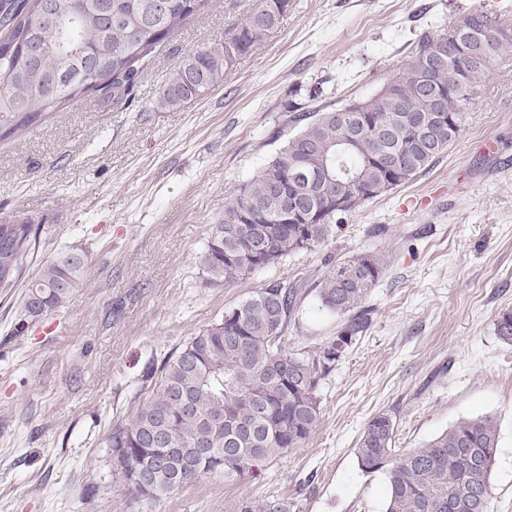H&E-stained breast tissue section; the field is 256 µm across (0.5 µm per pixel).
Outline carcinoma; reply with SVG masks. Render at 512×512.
I'll list each match as a JSON object with an SVG mask.
<instances>
[{"mask_svg": "<svg viewBox=\"0 0 512 512\" xmlns=\"http://www.w3.org/2000/svg\"><path fill=\"white\" fill-rule=\"evenodd\" d=\"M0 0V144L18 139L52 113L91 93L106 103L129 95L155 47L195 19L212 0ZM289 0H253L246 17L224 33V42L183 55L160 87L156 106L178 110L206 98L224 75L276 30ZM471 42V58L460 63L440 34L424 33L395 75L374 95L339 109L324 107L293 114L291 131H279L281 147L252 179L242 183L212 225L200 264L211 285H232L259 268L318 247L340 230L345 216L368 200L407 183L459 137L465 112L492 60L512 39L484 13L456 21ZM439 60L426 91L416 73ZM446 96V120L431 140L419 138L406 114L426 116L434 95ZM364 113L363 153L376 160L342 158L361 182L338 185L323 174L324 156L343 131L341 113ZM288 178V198L305 196L313 214L280 224L283 207L270 183ZM243 215L262 251L236 257L235 225ZM38 245L28 219L0 221V288H25L24 312L40 317L60 307L80 285L85 258L60 253L35 277L26 262ZM380 253L336 261L315 283L320 306L342 317L336 334L309 349L288 347V329L307 293L305 285L273 282L256 290L210 326L190 337L150 371L131 416L112 426L105 439L113 475L133 498L153 502L220 476L235 482L306 440L318 426L321 382L334 370L356 335L368 324L365 303L383 274ZM495 332L512 342V308L498 313ZM395 422L380 413L366 423L356 455L366 474L386 475L385 512H490V476L499 431L488 416L462 418L418 448H395ZM206 443L203 455L199 443ZM485 505L474 508L475 491ZM228 512H288L276 499L241 497Z\"/></svg>", "mask_w": 512, "mask_h": 512, "instance_id": "1", "label": "carcinoma"}]
</instances>
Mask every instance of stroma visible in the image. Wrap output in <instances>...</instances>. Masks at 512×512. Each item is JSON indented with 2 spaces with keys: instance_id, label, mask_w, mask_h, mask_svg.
Returning a JSON list of instances; mask_svg holds the SVG:
<instances>
[{
  "instance_id": "stroma-1",
  "label": "stroma",
  "mask_w": 512,
  "mask_h": 512,
  "mask_svg": "<svg viewBox=\"0 0 512 512\" xmlns=\"http://www.w3.org/2000/svg\"><path fill=\"white\" fill-rule=\"evenodd\" d=\"M252 0L211 9L158 45L131 98L73 101L0 146V221L29 219L28 273L84 254L83 282L45 317L0 294V512H227L242 496L290 512H383L384 474L356 442L390 414L396 445H423L462 418L499 430L491 512H512V344L494 320L512 308V47L488 72L459 138L424 172L345 218L336 236L230 286L200 266L211 224L275 154L292 108H339L391 78L421 32L481 11L512 30V0H290L280 26L208 97L155 107L181 56L220 43ZM320 87L316 99L304 88ZM495 141L496 157L482 150ZM384 255L365 332L319 389L321 419L297 448L235 483L211 477L159 501L112 481V425L128 418L149 368L225 309L275 281L313 283L330 261ZM337 317L303 299L288 332L310 348Z\"/></svg>"
}]
</instances>
